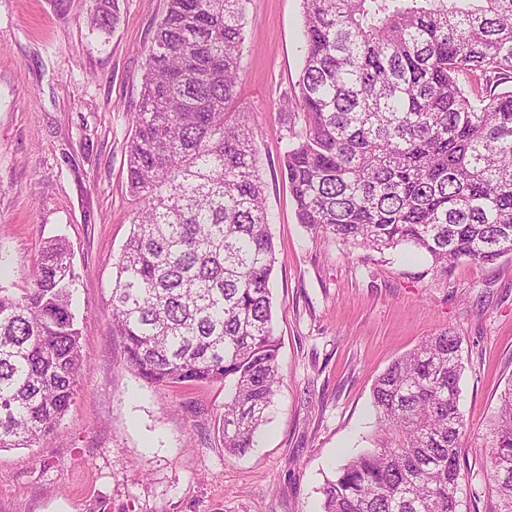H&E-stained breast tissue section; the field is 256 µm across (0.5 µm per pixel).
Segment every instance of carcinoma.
Instances as JSON below:
<instances>
[{"label": "carcinoma", "instance_id": "obj_1", "mask_svg": "<svg viewBox=\"0 0 512 512\" xmlns=\"http://www.w3.org/2000/svg\"><path fill=\"white\" fill-rule=\"evenodd\" d=\"M304 0L292 97L304 125L283 167L298 223L434 269L512 253V0ZM245 0H166L126 147L132 232L113 263L112 330L156 386L224 384V450L254 446L281 379L275 249L249 127L230 119ZM67 244L31 287L0 286V449L33 448L83 370ZM461 338L444 331L372 388L380 439L322 487L323 512H456ZM489 480L512 512V383Z\"/></svg>", "mask_w": 512, "mask_h": 512}]
</instances>
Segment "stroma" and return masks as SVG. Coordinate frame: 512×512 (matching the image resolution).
Returning a JSON list of instances; mask_svg holds the SVG:
<instances>
[{"mask_svg":"<svg viewBox=\"0 0 512 512\" xmlns=\"http://www.w3.org/2000/svg\"><path fill=\"white\" fill-rule=\"evenodd\" d=\"M116 8V27L91 20ZM165 0H0V285L29 287L64 238L84 371L41 446L0 450V512H321L320 489L379 436L372 387L427 337L462 340L467 429L457 512H494L485 444L512 381V253L448 272L319 240L298 224L282 165L302 63V0H247L236 111L253 136L276 250L282 378L253 448L217 433L220 384L157 387L112 334V263L131 231L125 150Z\"/></svg>","mask_w":512,"mask_h":512,"instance_id":"1","label":"stroma"}]
</instances>
